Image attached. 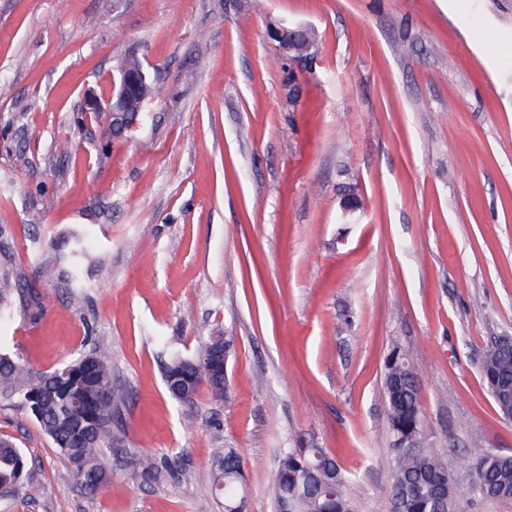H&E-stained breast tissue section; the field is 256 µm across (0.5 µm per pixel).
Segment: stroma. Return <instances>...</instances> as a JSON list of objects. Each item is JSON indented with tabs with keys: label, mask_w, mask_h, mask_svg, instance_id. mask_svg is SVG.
<instances>
[{
	"label": "stroma",
	"mask_w": 512,
	"mask_h": 512,
	"mask_svg": "<svg viewBox=\"0 0 512 512\" xmlns=\"http://www.w3.org/2000/svg\"><path fill=\"white\" fill-rule=\"evenodd\" d=\"M273 24L314 29L312 58L284 57ZM128 54L153 78L143 120L120 138L75 127ZM77 238L78 304L59 250ZM7 270L24 294L0 354L49 371L102 346L123 400L112 487L88 495L0 393V437L31 465L6 512H224L210 461L225 447L248 512H272L299 437L362 512H388L396 345L436 453L512 454L480 371L512 336V0H0ZM219 333L229 399L176 402L164 361ZM128 453L179 457L195 479L147 484Z\"/></svg>",
	"instance_id": "stroma-1"
}]
</instances>
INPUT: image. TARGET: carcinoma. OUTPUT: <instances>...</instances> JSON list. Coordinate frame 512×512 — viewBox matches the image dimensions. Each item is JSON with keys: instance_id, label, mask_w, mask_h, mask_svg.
Masks as SVG:
<instances>
[{"instance_id": "obj_1", "label": "carcinoma", "mask_w": 512, "mask_h": 512, "mask_svg": "<svg viewBox=\"0 0 512 512\" xmlns=\"http://www.w3.org/2000/svg\"><path fill=\"white\" fill-rule=\"evenodd\" d=\"M118 71H134L143 82L149 74L130 55L121 60ZM87 256L79 241L70 249L71 277L79 284V269ZM20 276L0 273V320L6 318L19 288ZM233 351V340L211 336L195 357L175 356L164 367L167 392L181 404L193 402L201 388L224 400V372L214 366L212 352L219 344ZM481 373L499 409L512 405V348L502 338L489 347L481 360ZM416 371L409 355L394 346L385 362L384 393L386 415L392 435L389 464L392 474L390 507L399 512H458L459 498L512 500V455L485 451L475 457L463 456L454 467L427 446L421 417ZM0 388L17 395L42 430L65 454L80 485L89 495L112 487V469L102 463L103 449L112 446V410L121 400L112 385L109 360L88 352L49 372H36L24 360L0 355ZM142 479L159 483L176 478L194 479L191 468L177 460L160 469L141 459L131 461ZM212 490L224 498V512L246 508L242 496L245 481L242 457L236 448L218 453L212 463ZM465 470L471 481L461 491L455 474ZM28 460L8 439H0V503L15 498L28 479ZM346 479L336 461L324 449L302 438L282 452L276 474L268 486L273 512H359L358 504L345 493Z\"/></svg>"}]
</instances>
